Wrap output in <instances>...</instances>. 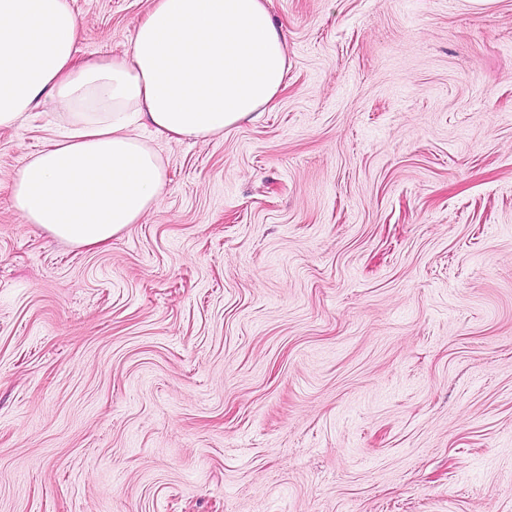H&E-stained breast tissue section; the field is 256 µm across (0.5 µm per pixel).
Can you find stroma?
<instances>
[{
    "mask_svg": "<svg viewBox=\"0 0 512 512\" xmlns=\"http://www.w3.org/2000/svg\"><path fill=\"white\" fill-rule=\"evenodd\" d=\"M78 61L152 0H69ZM288 85L101 249L8 186L0 512H512V0H271Z\"/></svg>",
    "mask_w": 512,
    "mask_h": 512,
    "instance_id": "stroma-1",
    "label": "stroma"
}]
</instances>
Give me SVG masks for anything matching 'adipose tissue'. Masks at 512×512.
I'll return each instance as SVG.
<instances>
[{
	"label": "adipose tissue",
	"mask_w": 512,
	"mask_h": 512,
	"mask_svg": "<svg viewBox=\"0 0 512 512\" xmlns=\"http://www.w3.org/2000/svg\"><path fill=\"white\" fill-rule=\"evenodd\" d=\"M268 2L153 0L123 55L79 64L68 0H0V128L32 112L62 121L12 182L23 222L87 249L140 223L167 185L144 129L219 135L281 91L287 44Z\"/></svg>",
	"instance_id": "ef3b65f1"
}]
</instances>
